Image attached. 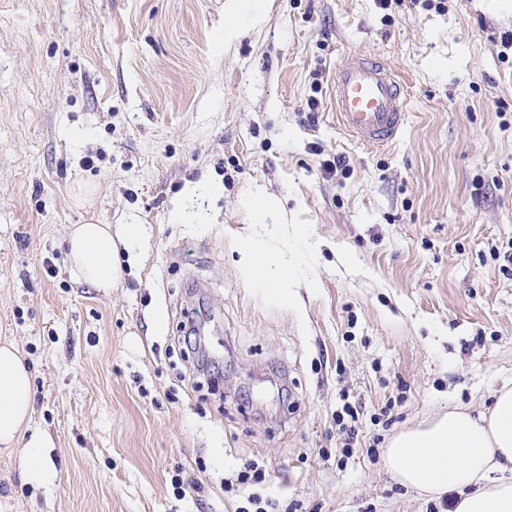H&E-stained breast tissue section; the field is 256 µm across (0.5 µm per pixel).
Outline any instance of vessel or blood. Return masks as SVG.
<instances>
[{
  "label": "vessel or blood",
  "instance_id": "b4317fda",
  "mask_svg": "<svg viewBox=\"0 0 512 512\" xmlns=\"http://www.w3.org/2000/svg\"><path fill=\"white\" fill-rule=\"evenodd\" d=\"M334 97L340 124L365 147L390 144L404 124L400 81L390 65L369 54L352 56L348 65L337 71Z\"/></svg>",
  "mask_w": 512,
  "mask_h": 512
}]
</instances>
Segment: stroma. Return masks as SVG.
<instances>
[{
  "label": "stroma",
  "instance_id": "stroma-1",
  "mask_svg": "<svg viewBox=\"0 0 512 512\" xmlns=\"http://www.w3.org/2000/svg\"><path fill=\"white\" fill-rule=\"evenodd\" d=\"M224 23V0H0V336L58 473L32 490L0 452V512H237L249 459L266 512H445L387 440L512 382V0H243ZM356 52L404 81L380 149L336 117ZM258 187L290 232L256 224ZM92 220L145 228L109 291L69 270ZM246 235L295 288L241 274Z\"/></svg>",
  "mask_w": 512,
  "mask_h": 512
}]
</instances>
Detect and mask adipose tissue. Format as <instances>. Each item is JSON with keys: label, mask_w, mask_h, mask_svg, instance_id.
<instances>
[{"label": "adipose tissue", "mask_w": 512, "mask_h": 512, "mask_svg": "<svg viewBox=\"0 0 512 512\" xmlns=\"http://www.w3.org/2000/svg\"><path fill=\"white\" fill-rule=\"evenodd\" d=\"M70 272L76 281L111 289L119 276L112 227L72 225ZM484 409L460 406L395 434L385 463L406 488L447 497L448 512H512V384L495 389ZM32 373L14 339L0 337V450L17 454L23 482L53 484L49 434L33 427Z\"/></svg>", "instance_id": "1"}]
</instances>
